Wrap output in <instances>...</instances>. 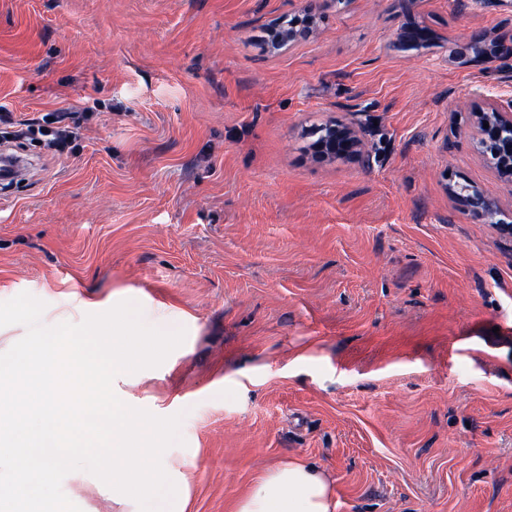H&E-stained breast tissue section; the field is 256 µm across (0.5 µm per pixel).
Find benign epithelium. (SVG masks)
<instances>
[{
    "instance_id": "obj_1",
    "label": "benign epithelium",
    "mask_w": 512,
    "mask_h": 512,
    "mask_svg": "<svg viewBox=\"0 0 512 512\" xmlns=\"http://www.w3.org/2000/svg\"><path fill=\"white\" fill-rule=\"evenodd\" d=\"M308 35V29L290 28L272 31V47L281 49L290 46ZM478 144L483 155L488 159L496 172L512 184V105L486 99L478 104L474 111ZM488 127H483V124ZM320 150L331 154L362 153V142L353 129L338 122L332 126L328 137L320 145ZM471 210L482 217H493L500 214L495 203L487 199L479 190L473 188L463 197Z\"/></svg>"
}]
</instances>
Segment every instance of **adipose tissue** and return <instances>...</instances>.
<instances>
[{"instance_id": "ef3b65f1", "label": "adipose tissue", "mask_w": 512, "mask_h": 512, "mask_svg": "<svg viewBox=\"0 0 512 512\" xmlns=\"http://www.w3.org/2000/svg\"><path fill=\"white\" fill-rule=\"evenodd\" d=\"M334 483L325 469L289 458L265 470L234 512H336Z\"/></svg>"}]
</instances>
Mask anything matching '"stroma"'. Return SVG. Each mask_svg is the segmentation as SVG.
Instances as JSON below:
<instances>
[{
  "label": "stroma",
  "mask_w": 512,
  "mask_h": 512,
  "mask_svg": "<svg viewBox=\"0 0 512 512\" xmlns=\"http://www.w3.org/2000/svg\"><path fill=\"white\" fill-rule=\"evenodd\" d=\"M308 11L306 39L259 42ZM478 36L512 43V0H0V105L76 131L21 148L0 302L185 329L113 389L182 414L186 512H233L289 457L336 512H512V238L457 197L512 213L473 116L512 100V56ZM338 120L363 154L317 157ZM62 490L125 512L87 471ZM468 191L465 197L463 196V200L474 213L482 217L502 215L495 203L487 199L478 189L473 188Z\"/></svg>",
  "instance_id": "stroma-1"
}]
</instances>
